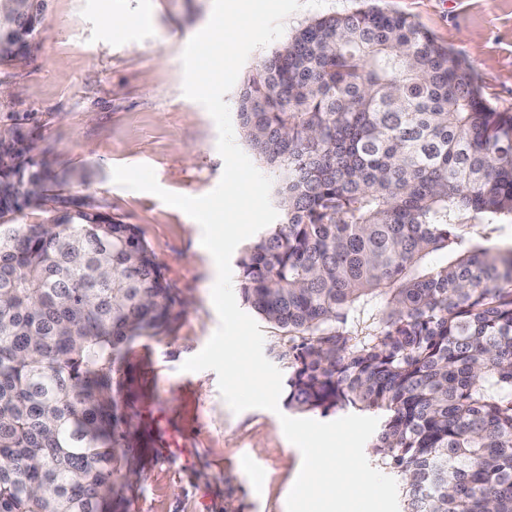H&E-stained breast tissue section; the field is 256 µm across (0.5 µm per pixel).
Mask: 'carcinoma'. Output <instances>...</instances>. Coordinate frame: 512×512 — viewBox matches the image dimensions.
<instances>
[{"label": "carcinoma", "mask_w": 512, "mask_h": 512, "mask_svg": "<svg viewBox=\"0 0 512 512\" xmlns=\"http://www.w3.org/2000/svg\"><path fill=\"white\" fill-rule=\"evenodd\" d=\"M43 2L20 0L31 38ZM26 55L0 27V66ZM237 117L279 212L236 261L240 292L287 338L288 408L378 417L368 448L402 512H512V244L472 234L512 225V112L367 6L280 43ZM29 120L0 115V512H114V474L136 473L117 363L185 300L137 225L62 193L72 173Z\"/></svg>", "instance_id": "carcinoma-1"}]
</instances>
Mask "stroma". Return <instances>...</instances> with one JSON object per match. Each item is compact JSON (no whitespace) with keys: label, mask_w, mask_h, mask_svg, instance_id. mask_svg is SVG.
Returning <instances> with one entry per match:
<instances>
[{"label":"stroma","mask_w":512,"mask_h":512,"mask_svg":"<svg viewBox=\"0 0 512 512\" xmlns=\"http://www.w3.org/2000/svg\"><path fill=\"white\" fill-rule=\"evenodd\" d=\"M472 66L485 97L512 112V0H382ZM213 0H49L28 59L0 66V113H30L58 168L80 172L77 193L137 225L171 288L189 306L171 328L127 351L114 391L130 416L141 482L123 487L118 512H286L302 466L276 414L234 413L214 371H182L219 325L217 272L197 222L157 196L123 188L118 165L146 164L164 190L191 197L219 183L216 125L183 94L182 52ZM124 16L122 31L113 15ZM168 434V452L153 438ZM252 460V480L242 468Z\"/></svg>","instance_id":"1"}]
</instances>
